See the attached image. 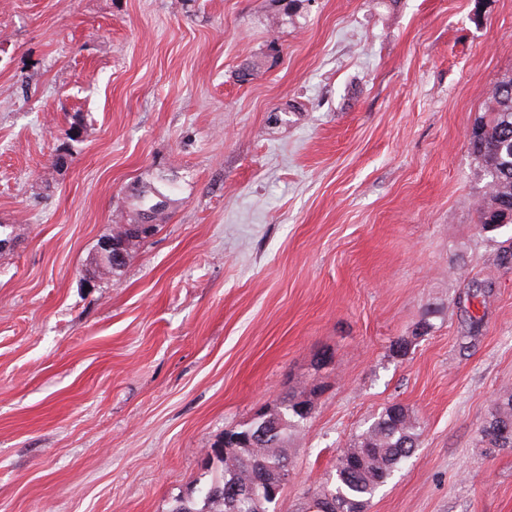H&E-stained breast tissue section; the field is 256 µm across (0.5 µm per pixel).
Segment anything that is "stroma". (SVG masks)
Returning a JSON list of instances; mask_svg holds the SVG:
<instances>
[{
	"mask_svg": "<svg viewBox=\"0 0 512 512\" xmlns=\"http://www.w3.org/2000/svg\"><path fill=\"white\" fill-rule=\"evenodd\" d=\"M510 75L512 0H0V512L201 500L289 390L313 411L269 512L393 404L420 443L367 512H512V449L479 446L512 224L481 228L466 137ZM163 176L157 232L86 277ZM112 238L119 244H122V259L120 254H114V259L120 262H113L112 265L103 263L98 271V279L111 280L113 274L120 272L127 264V261L133 253L137 251L140 245L149 237L136 234L135 224H116L112 227Z\"/></svg>",
	"mask_w": 512,
	"mask_h": 512,
	"instance_id": "1",
	"label": "stroma"
}]
</instances>
